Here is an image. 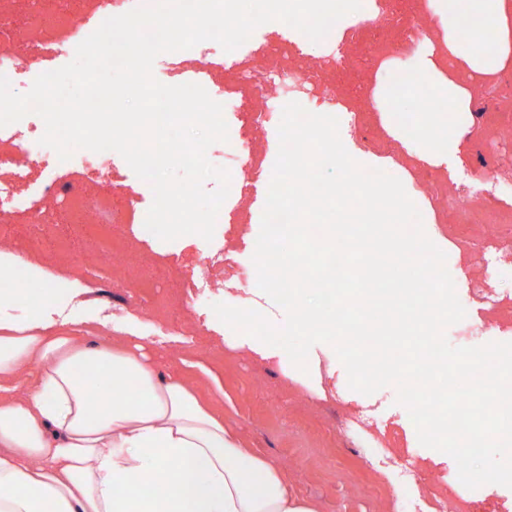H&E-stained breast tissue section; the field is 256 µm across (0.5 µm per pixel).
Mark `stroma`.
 I'll return each instance as SVG.
<instances>
[{"label": "stroma", "instance_id": "35a3bbf8", "mask_svg": "<svg viewBox=\"0 0 512 512\" xmlns=\"http://www.w3.org/2000/svg\"><path fill=\"white\" fill-rule=\"evenodd\" d=\"M291 101L313 114L325 108L308 92L285 88L271 104L263 151L252 160L243 147L233 95L225 93L229 139L211 145L207 158L229 170L230 190L212 240L192 234L164 242L141 236L138 225H113L114 237L130 242L133 261L150 268L154 287L131 286L101 259L95 242L70 224L59 226L69 250L42 239L22 266L15 260L14 237L36 234V227L17 224L0 233V274L18 273L21 287L9 313L20 316L33 304L56 303L66 319L135 324L158 373L182 377L212 399L248 447L280 465L296 493L315 503L318 512H396L385 489L398 483L405 467L418 472L405 491L410 500L427 503L436 483H446L441 503L428 512H512L511 488H464L454 459L419 443L406 408L396 402L395 387L370 395L351 390L344 366L325 343L311 348L304 371L278 347H270V359H260L212 311V304L223 302L257 310L277 327L285 322L284 310L260 291L256 276L243 282L237 273L253 265L279 149L277 129ZM65 177L52 162L0 185V213L44 201L49 186ZM440 231L448 241L446 267L467 316L494 318L479 333L455 324L446 331L448 341L457 347L512 342V255L494 250L472 255L470 240L483 235L485 226L458 235L444 224Z\"/></svg>", "mask_w": 512, "mask_h": 512}]
</instances>
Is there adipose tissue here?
<instances>
[{
	"mask_svg": "<svg viewBox=\"0 0 512 512\" xmlns=\"http://www.w3.org/2000/svg\"><path fill=\"white\" fill-rule=\"evenodd\" d=\"M437 17L403 72L400 93L367 97L381 127L416 166L462 165L459 123L473 94L512 69V0H421ZM300 23L366 19L360 0H273ZM430 86L439 110L391 121L401 97ZM417 127L411 137L408 127ZM43 306L0 315V512H317L286 472L246 448L213 406L162 377L127 337L96 345L85 326L52 332ZM126 388L125 398L112 392Z\"/></svg>",
	"mask_w": 512,
	"mask_h": 512,
	"instance_id": "1",
	"label": "adipose tissue"
}]
</instances>
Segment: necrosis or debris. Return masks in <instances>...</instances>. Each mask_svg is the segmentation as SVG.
I'll return each instance as SVG.
<instances>
[{
  "label": "necrosis or debris",
  "instance_id": "obj_1",
  "mask_svg": "<svg viewBox=\"0 0 512 512\" xmlns=\"http://www.w3.org/2000/svg\"><path fill=\"white\" fill-rule=\"evenodd\" d=\"M137 0H0V52L10 59L0 74L14 77L19 71L37 65L48 51L68 48L82 34L85 20H106L131 10ZM393 0H370L380 9L381 25L361 23L348 35L349 49L317 60L301 56L294 45L277 43L254 50L246 70L237 78V91L242 100V121L252 137V151L262 147L260 132L269 114V102L279 86L294 85L325 96H343L347 82L356 77L353 55L361 51L369 55L389 54L394 49L412 45L430 28L428 16L396 9ZM484 133L469 149L476 161L477 188L460 201L444 200L442 214L449 223L485 224L493 227L492 235L482 237L481 248L512 250V211L493 207L483 175L498 169L497 144L512 137L511 112H486L482 115ZM122 198L126 210H134L133 190L111 189L95 195L83 181H65L51 189L45 203L18 211L15 222L52 226L53 216L64 213L69 223L79 224L95 237L100 250L109 256L120 255L122 248L112 239V228L100 224L101 213L110 209L115 198Z\"/></svg>",
  "mask_w": 512,
  "mask_h": 512
}]
</instances>
